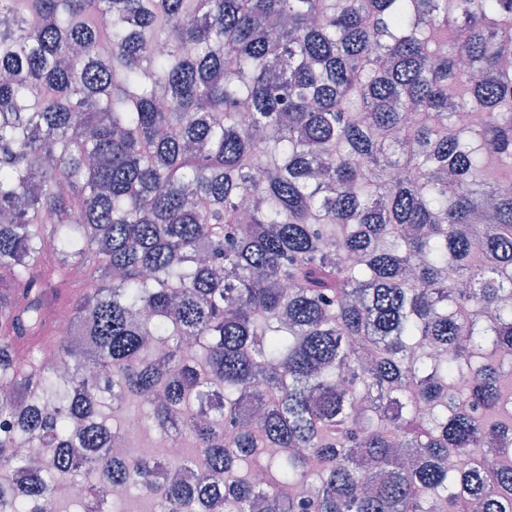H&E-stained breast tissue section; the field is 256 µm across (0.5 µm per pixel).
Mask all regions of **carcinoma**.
<instances>
[{
  "instance_id": "1",
  "label": "carcinoma",
  "mask_w": 512,
  "mask_h": 512,
  "mask_svg": "<svg viewBox=\"0 0 512 512\" xmlns=\"http://www.w3.org/2000/svg\"><path fill=\"white\" fill-rule=\"evenodd\" d=\"M507 59L512 0H0V512H512ZM126 425L129 434L138 433L142 429V419L137 414L129 415L126 418ZM159 438L157 430L151 425L145 431H141L138 436L133 440L134 448L136 453L147 451L151 448L154 441ZM155 448H151L150 451L163 458H177L183 454L184 445L176 440L171 439H159L154 445Z\"/></svg>"
}]
</instances>
